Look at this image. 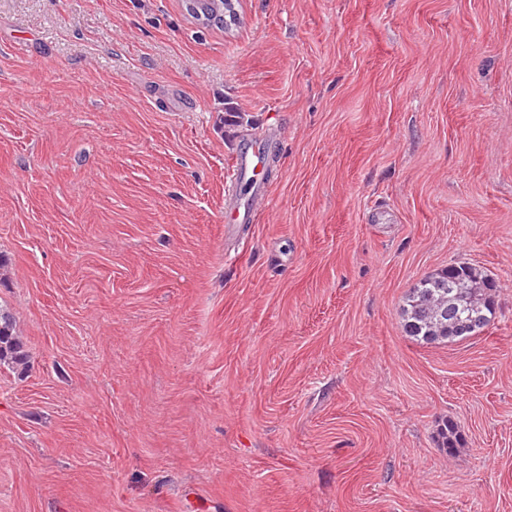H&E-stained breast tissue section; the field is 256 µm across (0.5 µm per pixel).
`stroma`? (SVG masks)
<instances>
[{"mask_svg":"<svg viewBox=\"0 0 512 512\" xmlns=\"http://www.w3.org/2000/svg\"><path fill=\"white\" fill-rule=\"evenodd\" d=\"M236 9L0 0V512H512V0ZM463 262L493 322L405 336ZM186 7L191 14L202 21H218L224 24H230L229 15H231L232 21L236 18L233 0H225L224 3L220 0H216L215 10L213 12L199 8L198 1L196 0H187ZM263 148V144L252 146L246 151L240 152L233 162V175L236 185H247L251 194L257 199H262L266 194L262 180L259 181L255 174V162ZM256 220L254 210L249 207L242 210L235 202L233 195L229 197L224 206V235H230L236 224H253ZM495 281L467 263L422 277L401 308L406 336L425 344L462 340L482 331L496 312ZM18 336L14 317L0 308V364L2 361L20 363L27 359Z\"/></svg>","mask_w":512,"mask_h":512,"instance_id":"1","label":"stroma"}]
</instances>
